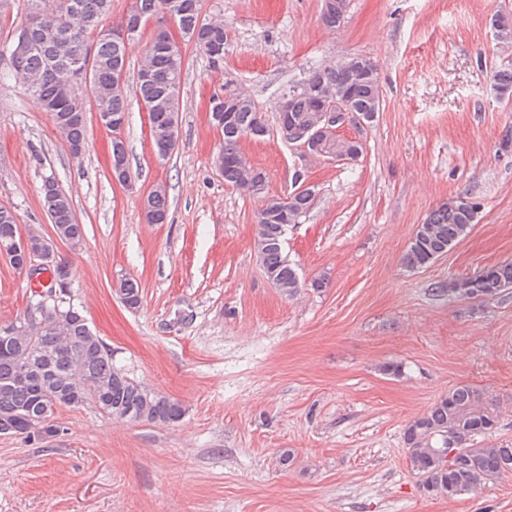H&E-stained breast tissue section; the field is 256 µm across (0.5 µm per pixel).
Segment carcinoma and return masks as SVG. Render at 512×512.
Listing matches in <instances>:
<instances>
[{"label": "carcinoma", "mask_w": 512, "mask_h": 512, "mask_svg": "<svg viewBox=\"0 0 512 512\" xmlns=\"http://www.w3.org/2000/svg\"><path fill=\"white\" fill-rule=\"evenodd\" d=\"M26 24L14 35L28 49L11 68L26 90L36 96L48 112L53 125L67 144H85L86 116L74 111L83 108L78 94V72L90 65L94 88V111L113 118L128 119L130 96L152 107L154 142L167 137L168 122L179 116L184 55L172 56L164 49L167 33L161 27L153 32L146 59L139 69L135 91L122 79L126 67V39L117 31L126 18L102 25L112 11V0H48L49 13L36 8L41 0H26ZM348 0H329L321 10V21L328 28H338L344 20ZM175 15L186 40H195L214 68L224 66L227 33L224 23L202 17L200 0H135L132 13L148 21L162 10ZM496 37L512 44V15L500 13L492 18ZM499 97L512 100V68L493 72ZM330 91L347 97L351 110L362 118L375 119L382 109L380 77L377 64L370 58L352 55L334 65L313 70L301 84L288 88V126L302 128L316 124L319 114L318 94ZM211 116L222 135L216 156L224 182L246 193L250 185L267 182L264 171L247 163L240 142L256 137L255 122L263 109L250 93L238 85L224 84L213 93ZM112 169L129 173L127 150L122 137L111 140ZM315 157L359 156L360 141L328 134L309 145ZM316 188L305 187L295 177L294 189L285 195L264 190L257 195L261 207L257 213V259L267 278L292 295L301 288L299 276L284 255L285 235L290 224H298L311 210ZM41 202L51 219L54 233L80 247L84 227L76 223L69 197L58 182L47 177L41 187ZM148 212L168 215L166 188L154 186L147 197ZM479 203L458 195L443 203L418 225L402 257L409 271L426 267L448 253L469 233L476 223ZM20 234L15 213L0 207V241ZM53 271V285L59 288L56 300L37 312L34 322L17 318L0 324V434L20 435L36 442L34 428L47 419L57 420L58 410L76 409L92 403L102 413L130 421L171 424L185 413L182 405L159 395L130 378L114 366L112 350L88 325L83 310L64 296L62 281H72L71 264L58 257ZM129 308L141 304V289L129 278L119 281ZM512 289V261H503L487 270L456 277L437 287L441 293L486 302ZM499 423L496 402L468 385H458L437 400L429 411L410 423L404 431V444L412 471L431 495L456 499L475 493L506 474H512V444H492L482 438L492 435ZM464 449L459 461L449 464L442 457L448 438Z\"/></svg>", "instance_id": "obj_1"}]
</instances>
